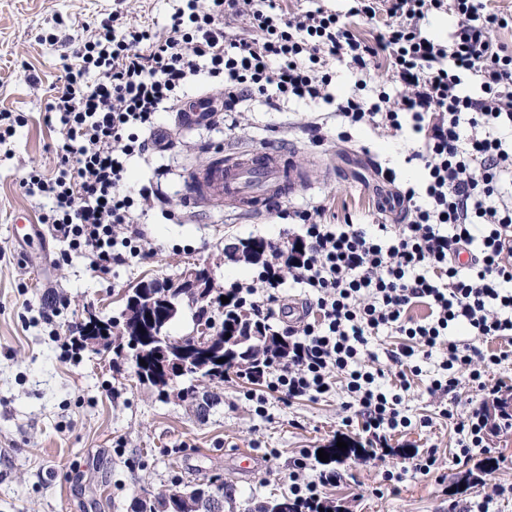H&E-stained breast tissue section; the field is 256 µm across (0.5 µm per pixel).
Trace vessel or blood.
<instances>
[{
  "label": "vessel or blood",
  "mask_w": 512,
  "mask_h": 512,
  "mask_svg": "<svg viewBox=\"0 0 512 512\" xmlns=\"http://www.w3.org/2000/svg\"><path fill=\"white\" fill-rule=\"evenodd\" d=\"M306 179L277 150H246L221 156L188 182L189 202L213 201L255 214L270 199H284L304 188Z\"/></svg>",
  "instance_id": "obj_1"
}]
</instances>
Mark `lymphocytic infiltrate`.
Returning a JSON list of instances; mask_svg holds the SVG:
<instances>
[{
	"instance_id": "lymphocytic-infiltrate-1",
	"label": "lymphocytic infiltrate",
	"mask_w": 512,
	"mask_h": 512,
	"mask_svg": "<svg viewBox=\"0 0 512 512\" xmlns=\"http://www.w3.org/2000/svg\"><path fill=\"white\" fill-rule=\"evenodd\" d=\"M345 12L324 6L288 11L270 0H177L162 32L128 19L86 22L70 53L61 55L45 110L54 120L51 165L34 166L25 193L48 199L39 217L93 268L137 256L117 226L133 224L155 193H131L124 175L133 160L154 151L158 115L180 112L200 77L211 84L204 118L232 114L245 101L280 107L288 101L330 105L338 126L368 125L408 132L410 161L424 180L394 196L404 210L398 229L345 217L333 224L324 206L290 213L300 230L287 259L272 255L257 285L240 284L227 298L261 324L275 316L270 300L281 288L316 295L311 322L289 328L287 357L261 376L271 391L291 400L328 393L344 381L350 407L372 443L410 427L401 410L421 361L445 349L430 381L434 395L468 385L467 411L444 408L461 456L486 446L487 404L499 401L495 367L512 349H487L490 339L512 340V49L495 30L512 28V13L487 0H346ZM455 19L447 42L430 40L419 23L429 13ZM243 17L247 28H225ZM383 19L374 40L358 36L354 20ZM387 61L399 96L355 92L336 99L335 66L370 76L377 57ZM265 289L268 304L255 299ZM427 316L414 318V307ZM396 337L388 351L398 385L385 384L383 368L365 365L370 339Z\"/></svg>"
}]
</instances>
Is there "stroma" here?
Returning a JSON list of instances; mask_svg holds the SVG:
<instances>
[{"label": "stroma", "mask_w": 512, "mask_h": 512, "mask_svg": "<svg viewBox=\"0 0 512 512\" xmlns=\"http://www.w3.org/2000/svg\"><path fill=\"white\" fill-rule=\"evenodd\" d=\"M175 0H0V111L16 117L11 154H0V512H130L135 497L198 473L223 475L237 499L262 502L288 494L294 478L316 479L314 454L338 438L365 444L343 387L315 400L293 402L268 393L267 414L258 416L247 397L252 384L232 378L220 401L198 415L177 399L160 400L151 385L137 383L130 363L112 368L104 348H82L64 357L61 343L87 310L103 319L120 317L124 294L139 282L173 279L188 264L208 269L215 294L252 282L257 265L234 246L259 237L285 245L294 223L263 211L242 217L216 203L186 205L185 185L225 147L291 151L308 187L288 198L291 206L325 205L337 219L380 212L396 224L401 214L382 209L393 186L377 166L395 168L401 180H416L406 163L405 137L369 127L349 129L336 140V121L322 105L285 104L275 111L248 102L232 123L216 127L179 125L161 117L172 145L150 164L132 162L131 190L157 181L165 200L139 225L141 257L93 270L87 259L42 231L39 241L18 242L17 216L36 223L48 202L25 194L20 183L30 165L48 164L53 133L45 120L49 85L61 54L73 49L82 22L102 19L123 6L129 16L163 29ZM328 136L316 143L308 122ZM437 362L424 364L403 404L413 424L392 435L393 454L371 460L348 458L347 475L326 488L334 512H448L450 502L481 500L492 486L504 488L490 512H512V430L492 428L487 448L461 457L458 437L438 418L440 400L427 391ZM430 426H419L420 417ZM436 449L438 468L412 472V457ZM491 461L478 479L469 470ZM405 477L393 493L377 495L386 471Z\"/></svg>", "instance_id": "stroma-1"}]
</instances>
